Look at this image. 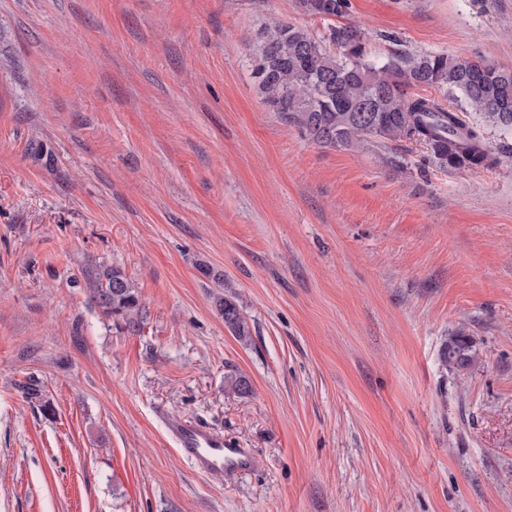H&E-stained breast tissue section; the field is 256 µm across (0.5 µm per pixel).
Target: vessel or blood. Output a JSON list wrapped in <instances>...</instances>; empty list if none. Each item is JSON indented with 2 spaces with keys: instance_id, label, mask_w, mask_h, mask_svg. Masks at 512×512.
Wrapping results in <instances>:
<instances>
[{
  "instance_id": "obj_1",
  "label": "vessel or blood",
  "mask_w": 512,
  "mask_h": 512,
  "mask_svg": "<svg viewBox=\"0 0 512 512\" xmlns=\"http://www.w3.org/2000/svg\"><path fill=\"white\" fill-rule=\"evenodd\" d=\"M169 430L179 453L190 459L198 472L221 470L235 474L250 464L245 449L205 425L177 420L170 424Z\"/></svg>"
}]
</instances>
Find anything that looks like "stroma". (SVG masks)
<instances>
[{"label": "stroma", "mask_w": 512, "mask_h": 512, "mask_svg": "<svg viewBox=\"0 0 512 512\" xmlns=\"http://www.w3.org/2000/svg\"><path fill=\"white\" fill-rule=\"evenodd\" d=\"M272 18L512 67V0H0V512H512V164L309 142L254 82ZM303 8L312 16L335 18L342 16L347 0H301ZM84 277L93 303L105 316L121 320L128 330H140L146 312L135 284L124 269L95 264L85 269ZM218 306L224 318L225 326L237 336H245L248 333L247 323L231 297L224 296V298H221ZM468 346L463 336H454L444 353V360L448 365L462 369L467 367L471 359L468 354ZM178 452L190 459L198 472L224 470L225 474H236L250 465L245 448L224 441L220 434L198 422L177 420L169 425Z\"/></svg>", "instance_id": "35a3bbf8"}]
</instances>
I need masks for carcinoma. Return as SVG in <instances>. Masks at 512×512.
I'll return each instance as SVG.
<instances>
[{
	"instance_id": "cac0c4a2",
	"label": "carcinoma",
	"mask_w": 512,
	"mask_h": 512,
	"mask_svg": "<svg viewBox=\"0 0 512 512\" xmlns=\"http://www.w3.org/2000/svg\"><path fill=\"white\" fill-rule=\"evenodd\" d=\"M312 16L343 15L347 0H301ZM253 75L265 102L296 123L318 145L412 140L427 145L432 162L450 167L494 168L512 161V145H488L486 128L512 130V68L437 53L370 56L361 26L332 28L327 39L307 28L268 20L254 52ZM435 89L460 99L463 112L482 115L468 123L439 99L414 89ZM86 288L102 313L131 331L145 310L138 290L119 266L95 264L84 272ZM224 325L238 336L248 326L236 303L219 300ZM446 363L462 369L471 359L464 337L451 339Z\"/></svg>"
}]
</instances>
